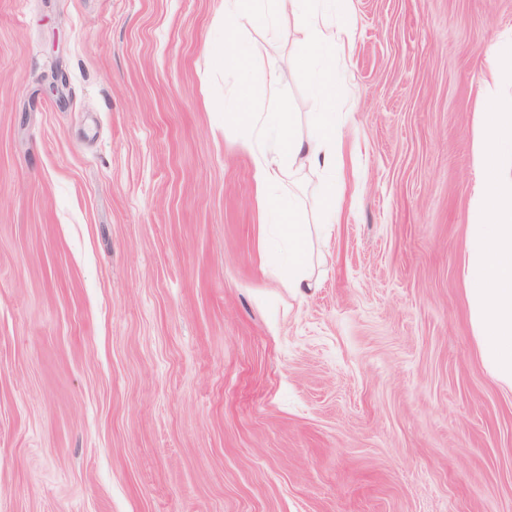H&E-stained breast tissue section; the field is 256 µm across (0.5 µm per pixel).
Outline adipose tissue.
Returning <instances> with one entry per match:
<instances>
[{"mask_svg":"<svg viewBox=\"0 0 512 512\" xmlns=\"http://www.w3.org/2000/svg\"><path fill=\"white\" fill-rule=\"evenodd\" d=\"M336 0H224V43L214 52L225 69H242L260 49L239 40L252 25L278 33L281 14L295 16L306 47L298 63L308 73L316 104L335 99L336 72L346 70L350 30L334 23ZM512 76V40L487 56L474 115L472 151L478 181L471 201L460 277L472 335L485 371L512 392V94L500 92ZM241 81L226 120L245 132L253 160L257 243L266 274L301 295L316 284V241L330 237L344 189L342 137L331 112L314 113L310 126L282 109L279 80L268 74L259 103ZM320 171L313 210L287 191L304 168Z\"/></svg>","mask_w":512,"mask_h":512,"instance_id":"1","label":"adipose tissue"}]
</instances>
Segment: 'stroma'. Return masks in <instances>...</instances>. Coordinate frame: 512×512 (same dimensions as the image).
<instances>
[{
    "label": "stroma",
    "instance_id": "obj_1",
    "mask_svg": "<svg viewBox=\"0 0 512 512\" xmlns=\"http://www.w3.org/2000/svg\"><path fill=\"white\" fill-rule=\"evenodd\" d=\"M338 21L341 222L297 296L224 120V0H0V512H512V394L459 278L512 0ZM299 39L242 34L306 113Z\"/></svg>",
    "mask_w": 512,
    "mask_h": 512
}]
</instances>
